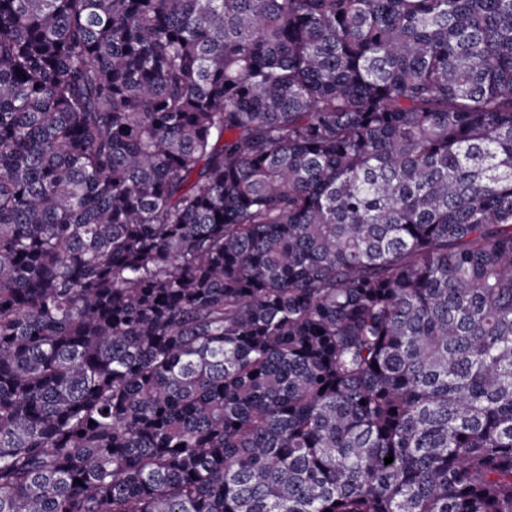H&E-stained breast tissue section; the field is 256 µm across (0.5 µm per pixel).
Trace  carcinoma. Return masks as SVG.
Returning a JSON list of instances; mask_svg holds the SVG:
<instances>
[{
  "label": "carcinoma",
  "instance_id": "carcinoma-1",
  "mask_svg": "<svg viewBox=\"0 0 512 512\" xmlns=\"http://www.w3.org/2000/svg\"><path fill=\"white\" fill-rule=\"evenodd\" d=\"M327 509L512 512V0H0V512Z\"/></svg>",
  "mask_w": 512,
  "mask_h": 512
}]
</instances>
